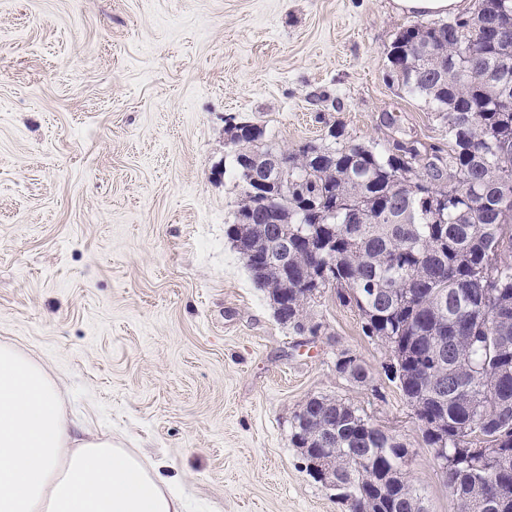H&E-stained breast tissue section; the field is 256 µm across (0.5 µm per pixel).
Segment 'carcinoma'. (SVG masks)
I'll return each mask as SVG.
<instances>
[{
    "label": "carcinoma",
    "mask_w": 512,
    "mask_h": 512,
    "mask_svg": "<svg viewBox=\"0 0 512 512\" xmlns=\"http://www.w3.org/2000/svg\"><path fill=\"white\" fill-rule=\"evenodd\" d=\"M391 48L389 79L448 120V149L416 141L377 147L336 130L325 149L261 146L227 123L233 156L288 165V204L269 214L258 187L238 172L236 221L227 228L256 284L286 302L288 324L306 332L323 278L355 308L362 333L386 347V378L421 421L424 438L460 512H512V0H478L468 17L416 21ZM288 237V278L271 243ZM368 385L361 360L336 365ZM490 443L494 461L469 448ZM291 444L332 448L348 512H423L394 467L407 448L365 412L338 399H308L293 415Z\"/></svg>",
    "instance_id": "1"
}]
</instances>
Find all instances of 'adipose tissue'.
Returning a JSON list of instances; mask_svg holds the SVG:
<instances>
[{"mask_svg": "<svg viewBox=\"0 0 512 512\" xmlns=\"http://www.w3.org/2000/svg\"><path fill=\"white\" fill-rule=\"evenodd\" d=\"M71 441L55 382L0 345V512H182L160 465L106 438Z\"/></svg>", "mask_w": 512, "mask_h": 512, "instance_id": "1", "label": "adipose tissue"}]
</instances>
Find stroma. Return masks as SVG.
Returning <instances> with one entry per match:
<instances>
[{"instance_id": "obj_1", "label": "stroma", "mask_w": 512, "mask_h": 512, "mask_svg": "<svg viewBox=\"0 0 512 512\" xmlns=\"http://www.w3.org/2000/svg\"><path fill=\"white\" fill-rule=\"evenodd\" d=\"M411 21L393 0H0V343L58 381L76 437L162 462L185 512H345L290 442L313 396L407 448L426 512H459L357 312L329 289L317 335L280 324L226 234L227 117L282 150L335 126L447 147L387 77ZM354 357L356 359V363L352 360H348L344 365H339L337 358V373L352 383L369 385L373 380V372L365 363L359 360L356 356Z\"/></svg>"}]
</instances>
